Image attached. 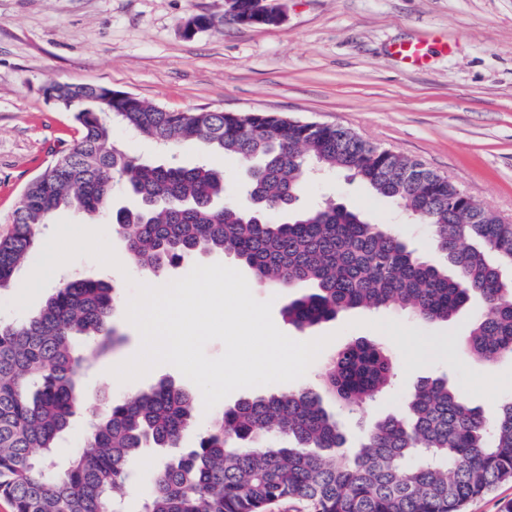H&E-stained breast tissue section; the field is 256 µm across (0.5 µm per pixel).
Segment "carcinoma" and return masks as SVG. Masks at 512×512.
<instances>
[{
  "label": "carcinoma",
  "instance_id": "obj_1",
  "mask_svg": "<svg viewBox=\"0 0 512 512\" xmlns=\"http://www.w3.org/2000/svg\"><path fill=\"white\" fill-rule=\"evenodd\" d=\"M70 106L79 137L28 183L0 237V289L36 250L61 209L112 214L133 264L154 276L196 254L230 255L256 280L304 288L285 308L299 329L345 311L398 306L449 322L474 296L467 349L494 363L512 357V222L459 204V190L422 161L379 150L348 128L267 112L170 111L93 84L48 87ZM120 125L162 149L196 143L246 166L247 206L225 200L224 175L173 160L154 165L112 139ZM312 168L344 174L427 224L439 266L359 212L292 203ZM123 189L131 207L113 209ZM286 220L273 224L266 214ZM116 288L72 277L35 314L0 322V496L14 512H117L130 461L163 449L141 512H268L298 502L308 512H463L512 479V395L488 417L446 378L419 381L406 411L370 427L345 454L336 418L311 389L277 390L220 411L197 446H181L195 395L169 380L84 414L81 374L115 342ZM393 360L379 342L346 344L322 371L324 390L356 406L385 390ZM86 415V451L58 462L55 448Z\"/></svg>",
  "mask_w": 512,
  "mask_h": 512
}]
</instances>
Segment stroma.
I'll use <instances>...</instances> for the list:
<instances>
[{
  "instance_id": "1",
  "label": "stroma",
  "mask_w": 512,
  "mask_h": 512,
  "mask_svg": "<svg viewBox=\"0 0 512 512\" xmlns=\"http://www.w3.org/2000/svg\"><path fill=\"white\" fill-rule=\"evenodd\" d=\"M275 2L284 15L277 26L238 24L226 16L224 0H0V237L53 150L78 136L71 112L45 96L53 83L106 86L175 111L272 112L342 126L371 145L422 161L482 207L512 218V0ZM197 15L208 18V28L186 35L185 21ZM439 37L448 49L435 50L425 69H408L393 54L397 44L433 46ZM173 152L184 166L205 163L222 171L228 200L239 201L245 167L238 158L196 144L176 145ZM325 198L363 211L435 259L427 227L402 217L396 202L341 176L304 182L302 203ZM218 262L235 264L201 255L149 279L133 267L121 272L81 257L56 271L51 286L78 275L109 281L120 293L113 324L122 341L112 354L91 360L83 376L89 404L123 399L162 379L190 387L169 364L125 383L107 370L141 345L124 306L132 282L161 286L195 265ZM251 292L271 301L275 325L290 338L330 339L292 388L320 389L325 358L354 339L389 348L395 375L387 390L353 408L324 399L349 446H358L374 423L401 414L424 377L449 378L489 416L512 394V359L487 365L462 345L481 300L449 324L417 321L388 307L350 310L299 330L282 316L292 292L256 280Z\"/></svg>"
}]
</instances>
